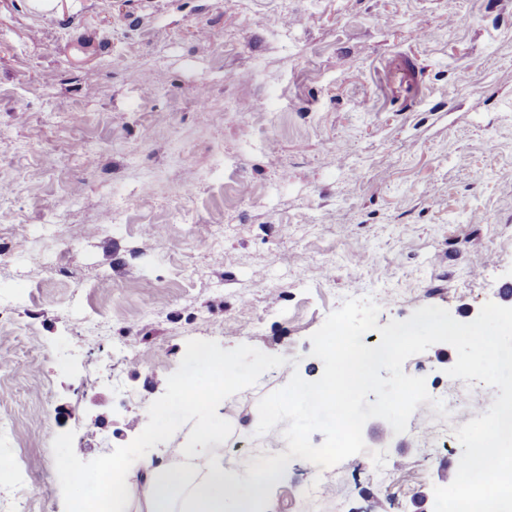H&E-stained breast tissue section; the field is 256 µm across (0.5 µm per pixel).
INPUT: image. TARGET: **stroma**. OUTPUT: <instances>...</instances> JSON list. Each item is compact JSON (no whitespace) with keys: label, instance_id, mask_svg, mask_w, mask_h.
<instances>
[{"label":"stroma","instance_id":"obj_1","mask_svg":"<svg viewBox=\"0 0 512 512\" xmlns=\"http://www.w3.org/2000/svg\"><path fill=\"white\" fill-rule=\"evenodd\" d=\"M506 224L512 0H0V490L65 512L54 437L84 461L130 443L190 339L288 357L214 414L228 469L286 451L257 403L322 372L327 315L474 320L512 282ZM456 357L404 364L449 417L369 419L363 453L324 479L292 460L266 512H432L462 453L443 430L498 394Z\"/></svg>","mask_w":512,"mask_h":512}]
</instances>
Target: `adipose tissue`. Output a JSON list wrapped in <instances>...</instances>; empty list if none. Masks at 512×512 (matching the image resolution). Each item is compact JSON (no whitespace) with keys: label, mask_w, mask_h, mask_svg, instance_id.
Segmentation results:
<instances>
[{"label":"adipose tissue","mask_w":512,"mask_h":512,"mask_svg":"<svg viewBox=\"0 0 512 512\" xmlns=\"http://www.w3.org/2000/svg\"><path fill=\"white\" fill-rule=\"evenodd\" d=\"M195 356L209 366L217 383L206 390L180 385L179 405L195 420L188 441L166 449L160 462H145L142 474L114 484L113 506L120 508L137 499L145 503L146 512H262L274 477L281 475L288 461L244 462L247 477L242 481L228 474L223 454L213 447L217 426L210 408L236 376L238 365L204 345Z\"/></svg>","instance_id":"adipose-tissue-1"}]
</instances>
